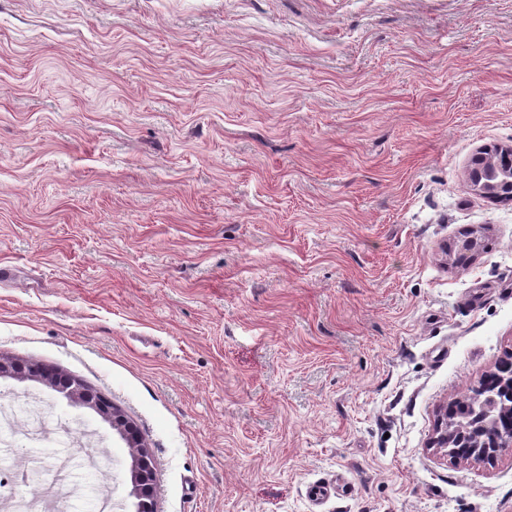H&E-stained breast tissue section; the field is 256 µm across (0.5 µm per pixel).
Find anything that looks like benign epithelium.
Returning a JSON list of instances; mask_svg holds the SVG:
<instances>
[{
	"label": "benign epithelium",
	"mask_w": 512,
	"mask_h": 512,
	"mask_svg": "<svg viewBox=\"0 0 512 512\" xmlns=\"http://www.w3.org/2000/svg\"><path fill=\"white\" fill-rule=\"evenodd\" d=\"M485 167L499 171L504 179L500 182L482 180L480 171ZM467 177L473 191L490 199H502L501 187L512 184V145H488L480 148L474 155ZM481 247L482 237L472 232L458 246L444 247V254L448 255L452 263L462 265L478 253ZM4 377L41 384L71 402L93 411L108 423L130 448L127 472L129 497L133 498L131 512H157L151 452L137 426L120 409L70 375L0 355V379ZM458 435L469 440L470 452L464 457L454 453L453 440ZM428 449L466 463L492 464L502 453L512 449V436L499 438L477 429L452 428L448 426V409L445 408L440 412L429 438Z\"/></svg>",
	"instance_id": "1"
}]
</instances>
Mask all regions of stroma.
<instances>
[{
    "label": "stroma",
    "instance_id": "1",
    "mask_svg": "<svg viewBox=\"0 0 512 512\" xmlns=\"http://www.w3.org/2000/svg\"><path fill=\"white\" fill-rule=\"evenodd\" d=\"M493 144L512 0H0V354L127 415L158 512H512V453L427 448L512 355V201L467 182ZM1 404L71 440L63 512H126L108 424ZM53 456L0 468L50 492ZM457 247V249H456ZM482 247V237L472 232L458 246H445L443 251L452 264H466Z\"/></svg>",
    "mask_w": 512,
    "mask_h": 512
}]
</instances>
